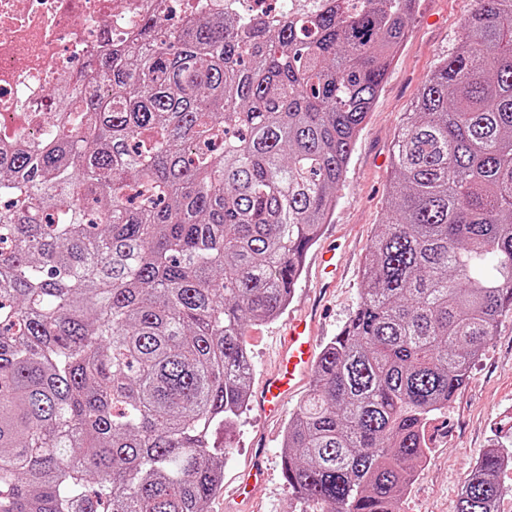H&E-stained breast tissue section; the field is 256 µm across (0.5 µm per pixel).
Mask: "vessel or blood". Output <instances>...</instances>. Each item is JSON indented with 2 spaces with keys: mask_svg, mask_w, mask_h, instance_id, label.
<instances>
[{
  "mask_svg": "<svg viewBox=\"0 0 512 512\" xmlns=\"http://www.w3.org/2000/svg\"><path fill=\"white\" fill-rule=\"evenodd\" d=\"M316 347L311 319L303 317L289 322L277 351L276 365L266 374L254 396L253 405L263 417H279L289 394L307 380L314 368ZM264 454V448H256L249 467L241 476L242 487L253 488L264 481Z\"/></svg>",
  "mask_w": 512,
  "mask_h": 512,
  "instance_id": "b4317fda",
  "label": "vessel or blood"
}]
</instances>
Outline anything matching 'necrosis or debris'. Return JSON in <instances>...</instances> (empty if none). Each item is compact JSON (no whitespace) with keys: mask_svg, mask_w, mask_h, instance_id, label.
I'll use <instances>...</instances> for the list:
<instances>
[{"mask_svg":"<svg viewBox=\"0 0 512 512\" xmlns=\"http://www.w3.org/2000/svg\"><path fill=\"white\" fill-rule=\"evenodd\" d=\"M178 0H0V139L57 105L46 89L82 73L103 39L122 45L144 12Z\"/></svg>","mask_w":512,"mask_h":512,"instance_id":"necrosis-or-debris-1","label":"necrosis or debris"}]
</instances>
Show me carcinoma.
Segmentation results:
<instances>
[{"mask_svg": "<svg viewBox=\"0 0 512 512\" xmlns=\"http://www.w3.org/2000/svg\"><path fill=\"white\" fill-rule=\"evenodd\" d=\"M149 13L0 144V512H206L416 0ZM360 302L288 421L308 512H398L512 311V0H474L395 139ZM483 454L457 512H497Z\"/></svg>", "mask_w": 512, "mask_h": 512, "instance_id": "1", "label": "carcinoma"}]
</instances>
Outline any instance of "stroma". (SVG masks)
Returning a JSON list of instances; mask_svg holds the SVG:
<instances>
[{"label":"stroma","mask_w":512,"mask_h":512,"mask_svg":"<svg viewBox=\"0 0 512 512\" xmlns=\"http://www.w3.org/2000/svg\"><path fill=\"white\" fill-rule=\"evenodd\" d=\"M473 0H417L407 38L399 50L383 90L359 135L337 203L315 250L335 246L343 277L335 288L322 289L317 267L308 263L285 315L249 325L244 340L253 366L251 389H258L275 357L289 317L318 305L319 342H328L348 322L360 300V268L371 239L385 214L390 188L392 145L435 65L455 53ZM286 419L267 420L248 408L228 432H217L226 447L222 482L235 484L247 467L258 440H266L268 477L257 488L251 508L216 493L207 512H296L297 504L282 473ZM435 439L427 461L418 467L401 502L400 512H457L459 493L483 452L498 448L512 455V313L501 317L482 354L448 408L429 425Z\"/></svg>","instance_id":"1"}]
</instances>
